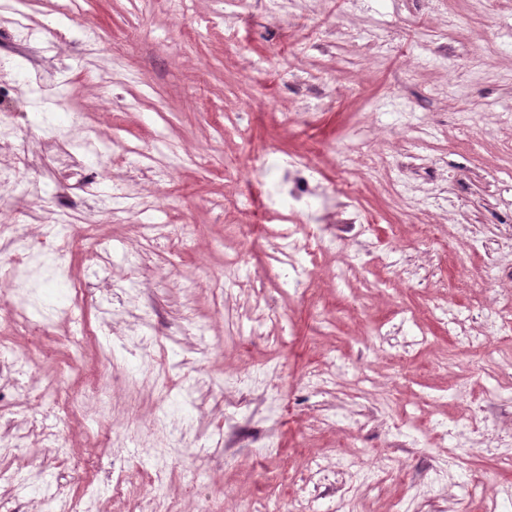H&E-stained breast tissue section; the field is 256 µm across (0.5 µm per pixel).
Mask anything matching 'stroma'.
I'll return each mask as SVG.
<instances>
[{"label":"stroma","instance_id":"35a3bbf8","mask_svg":"<svg viewBox=\"0 0 512 512\" xmlns=\"http://www.w3.org/2000/svg\"><path fill=\"white\" fill-rule=\"evenodd\" d=\"M224 9L0 0V75L10 79L0 114L27 135L0 142V225L67 242L47 295L29 302L39 322L56 307L75 311L41 353L0 298V365L28 361L0 387V414H37L13 385L39 390L63 372L112 386L109 407L83 397L75 451L133 408L185 418L168 458L177 478L162 494L181 499L183 478L203 472L193 512H298L294 490L314 454L353 486L354 512H484L471 475L512 487V459L489 451L493 435L512 438V330L495 337L493 355L468 353L431 309L449 304L478 334L512 290V0L491 16L475 0H286L277 19L251 0L232 46ZM19 16L31 40L15 38ZM304 40L310 49L290 53ZM62 93L76 97L56 120L65 147L43 124ZM317 93L322 108L306 111ZM116 141L135 148L118 167L103 149ZM364 145L375 171L341 165ZM19 151L27 165L17 171ZM269 151L306 157L324 193L381 218L319 255L297 291L284 286L277 246L311 219L266 211L259 159ZM54 183L51 198L33 192ZM234 199L248 210L230 221ZM421 200L438 238L402 221ZM158 222L183 225L186 246H164ZM89 230L104 262L88 259ZM113 282L122 296L108 293ZM141 341L164 360L166 394L98 366L111 354L131 370L149 352ZM259 373L272 385H242ZM462 442L454 480L435 483L439 444ZM25 455L17 484L43 472L46 497L95 490L101 512H130L132 498L112 493L111 458L75 472L40 442ZM386 456L409 482L389 468L363 478Z\"/></svg>","mask_w":512,"mask_h":512}]
</instances>
